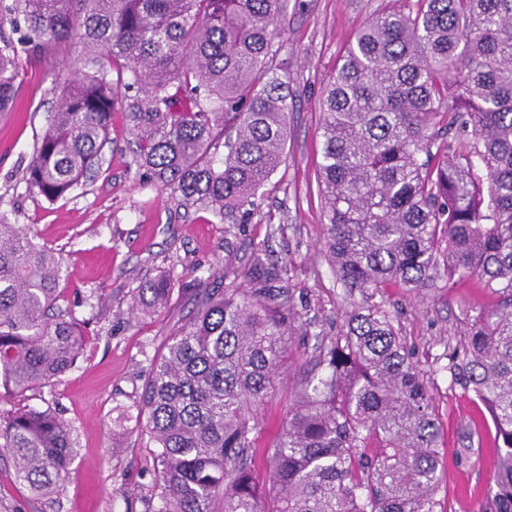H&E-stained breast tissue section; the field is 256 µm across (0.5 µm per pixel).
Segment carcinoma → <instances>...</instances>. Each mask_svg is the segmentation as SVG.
Wrapping results in <instances>:
<instances>
[{
  "label": "carcinoma",
  "instance_id": "obj_1",
  "mask_svg": "<svg viewBox=\"0 0 512 512\" xmlns=\"http://www.w3.org/2000/svg\"><path fill=\"white\" fill-rule=\"evenodd\" d=\"M288 0H0L28 36L0 46V112L22 57L77 47L23 180L49 201L100 171L120 108L139 174L219 222L245 214L283 163L293 93L272 67ZM325 258L354 291L414 293L473 277L497 303L470 318L442 370L494 427L478 512H512V0H414L359 29L321 95ZM62 255L0 221V387H50L83 354L62 307ZM141 281L130 308L168 306ZM133 405L152 445L148 512H439L437 416L391 315L352 312L314 335L264 470L261 407L307 333L291 298L198 282ZM0 451L48 497L70 478L74 429L49 407L0 409Z\"/></svg>",
  "mask_w": 512,
  "mask_h": 512
}]
</instances>
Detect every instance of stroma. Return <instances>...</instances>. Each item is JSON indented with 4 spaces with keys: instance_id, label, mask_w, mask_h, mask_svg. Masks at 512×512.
Listing matches in <instances>:
<instances>
[{
    "instance_id": "1",
    "label": "stroma",
    "mask_w": 512,
    "mask_h": 512,
    "mask_svg": "<svg viewBox=\"0 0 512 512\" xmlns=\"http://www.w3.org/2000/svg\"><path fill=\"white\" fill-rule=\"evenodd\" d=\"M389 2L288 0L278 22L277 57L295 98L284 161L242 224H219L209 211L178 207L169 191L140 178L129 165L131 146L120 112L112 117V144L96 180L66 199L46 201L27 186L22 171L54 110V89L70 56L51 52L23 61L17 107L0 112V219L30 225L39 242L61 250L65 302L81 322L87 345L76 368L52 389L78 437L73 478L54 495L38 498L16 480L11 462L0 460V512H145L156 494L152 458L134 421L120 422V412L137 400L167 329L187 313L195 277L220 288L225 270L235 269L242 287H250L245 273L258 250L286 263L279 285L292 292L311 333L336 335L358 306L391 313L435 405L443 512H474L485 502L493 454L475 455L465 465L456 460L464 432L487 437L481 405L451 385L442 367L465 332L467 316L491 307L494 298L473 278L415 296L394 286L349 293L324 260L320 93L351 34ZM168 270L181 287L170 311L131 314L128 302L141 279ZM303 376L302 364L293 363L262 410L257 461H265L278 441Z\"/></svg>"
}]
</instances>
